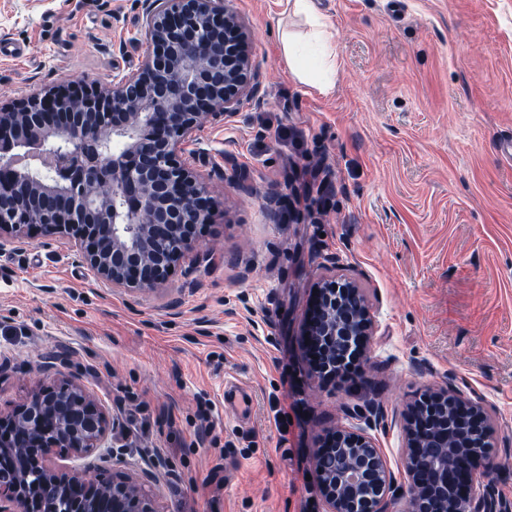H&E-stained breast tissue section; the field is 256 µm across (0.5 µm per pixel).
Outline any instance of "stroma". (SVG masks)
<instances>
[{
  "label": "stroma",
  "instance_id": "1",
  "mask_svg": "<svg viewBox=\"0 0 512 512\" xmlns=\"http://www.w3.org/2000/svg\"><path fill=\"white\" fill-rule=\"evenodd\" d=\"M336 47L321 95L281 39L323 56L279 0H227L261 91L198 133L191 164L218 201L165 288L96 280L62 238L32 230L0 256V410L59 372L121 427L110 458L63 470L136 477L161 512H326V435L365 426L406 485L405 417L453 382L497 429L495 491L512 502V0H314ZM0 100L108 86L144 59L140 0H0ZM251 191L240 190L235 171ZM292 199L272 217L266 195ZM363 288L374 320L349 379L319 381L303 346L314 291ZM250 387L248 418L224 379Z\"/></svg>",
  "mask_w": 512,
  "mask_h": 512
}]
</instances>
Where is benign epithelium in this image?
<instances>
[{"instance_id":"benign-epithelium-1","label":"benign epithelium","mask_w":512,"mask_h":512,"mask_svg":"<svg viewBox=\"0 0 512 512\" xmlns=\"http://www.w3.org/2000/svg\"><path fill=\"white\" fill-rule=\"evenodd\" d=\"M142 13L151 51L138 69L0 104V254L38 227L112 288L152 291L213 222L209 186L181 155L205 122L258 91L248 35L225 0H142ZM372 331L362 289L326 281L304 325L322 352L318 377L341 376ZM119 427L74 379L0 412V512H160L120 471L104 480L52 464L59 450L108 456ZM406 436L407 512H507L491 488L494 429L481 402L450 382L414 404ZM321 452L327 512H388L402 492L362 428L332 432Z\"/></svg>"}]
</instances>
